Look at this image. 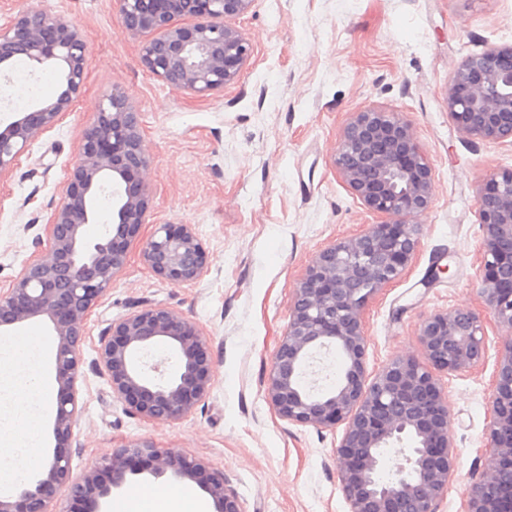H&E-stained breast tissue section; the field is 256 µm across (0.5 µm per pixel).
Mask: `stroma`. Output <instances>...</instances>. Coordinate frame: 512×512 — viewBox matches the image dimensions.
<instances>
[{
	"label": "stroma",
	"instance_id": "stroma-1",
	"mask_svg": "<svg viewBox=\"0 0 512 512\" xmlns=\"http://www.w3.org/2000/svg\"><path fill=\"white\" fill-rule=\"evenodd\" d=\"M36 8L71 20L88 46L87 80L72 112L33 140L0 178V286L49 242L84 132L105 94L125 92L150 159V210L122 273L87 319L84 413L72 474L144 438L223 473L244 512H348L335 448L342 429L289 423L272 409L266 374L290 319V300L324 248L375 223L338 175L336 142L354 113H402L434 178L416 257L364 314L369 373L421 356L426 313L466 307L484 322L483 365L441 375L452 415L457 473L438 512H464L485 452L493 368L503 338L476 287L482 237L477 180L512 169V146L463 134L448 115V77L463 57L512 44V0H252L232 25L252 43L238 79L207 96L149 73V34L122 25L119 0H0V23ZM162 224L192 225L207 271L176 287L145 264L141 239ZM163 305L196 322L209 342L212 386L186 417L129 414L94 366L112 321Z\"/></svg>",
	"mask_w": 512,
	"mask_h": 512
}]
</instances>
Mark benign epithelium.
I'll use <instances>...</instances> for the list:
<instances>
[{"label":"benign epithelium","instance_id":"benign-epithelium-1","mask_svg":"<svg viewBox=\"0 0 512 512\" xmlns=\"http://www.w3.org/2000/svg\"><path fill=\"white\" fill-rule=\"evenodd\" d=\"M124 28L155 34L143 48L145 68L178 89L205 96L235 82L252 53L245 35L226 20L245 13L251 0H120ZM179 18L191 23H176ZM87 44L62 15L29 8L0 24V77L12 78L22 55L60 73L62 89L0 131V177L22 150L72 110L86 81ZM448 115L466 135L512 145V45L462 57L448 78ZM336 171L380 221L322 250L307 267L290 304V321L272 356L266 391L275 412L316 429L344 425L336 447L341 488L349 512H438L456 474L451 413L434 372L461 374L486 357L482 320L468 308L422 317L418 339L425 362L392 359L367 371V304L404 274L420 245L418 217L433 199V175L411 125L397 112H357L336 143ZM150 160L137 111L119 91L105 95L85 130L64 197L49 220V244L5 290L0 289V335L28 321H44L56 338L51 404L54 445L44 468L15 492L0 495V512H107L114 491L148 475L194 482L205 471L196 459L161 451L148 440L115 449L83 476L71 473L78 445L74 428L83 413L81 382L85 323L91 309L124 269L130 242L149 213ZM113 186L112 224L89 241L97 203ZM477 221L483 262L476 284L505 337L494 368V391L485 427V455L465 512H512V170L484 174L477 184ZM144 262L173 286L190 285L207 271V253L190 224H162L142 243ZM159 341L181 357L167 382L151 380L134 356ZM336 350L342 370L328 390L307 379L314 356ZM96 367L112 394L133 414L153 422L179 420L210 393L209 344L184 315L148 305L112 322L101 339ZM393 464L389 481L379 471ZM205 492L215 512H243L209 473Z\"/></svg>","mask_w":512,"mask_h":512}]
</instances>
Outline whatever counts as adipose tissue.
Returning a JSON list of instances; mask_svg holds the SVG:
<instances>
[{
    "mask_svg": "<svg viewBox=\"0 0 512 512\" xmlns=\"http://www.w3.org/2000/svg\"><path fill=\"white\" fill-rule=\"evenodd\" d=\"M47 350L39 343H28L24 349L8 344L0 351V391H5L7 404L0 407V488L8 489L22 478L14 462L12 449L35 443V431L21 432L9 425L10 419L27 418L28 404L47 406L51 383L46 374Z\"/></svg>",
    "mask_w": 512,
    "mask_h": 512,
    "instance_id": "1",
    "label": "adipose tissue"
}]
</instances>
